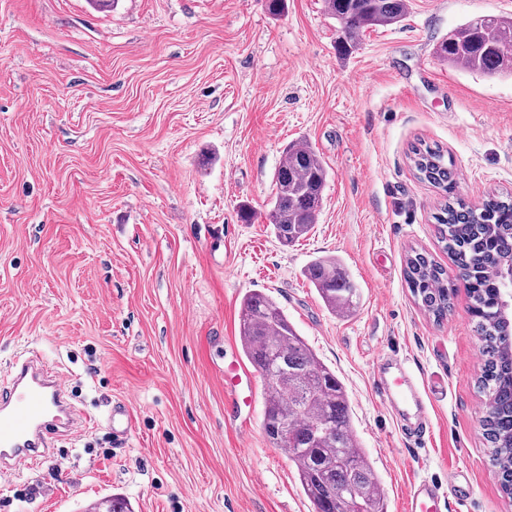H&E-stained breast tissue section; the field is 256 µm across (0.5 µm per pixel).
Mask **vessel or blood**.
I'll list each match as a JSON object with an SVG mask.
<instances>
[{
  "instance_id": "1",
  "label": "vessel or blood",
  "mask_w": 512,
  "mask_h": 512,
  "mask_svg": "<svg viewBox=\"0 0 512 512\" xmlns=\"http://www.w3.org/2000/svg\"><path fill=\"white\" fill-rule=\"evenodd\" d=\"M258 372L239 360L224 370V387L233 409L251 406ZM380 397L406 440L424 443L430 436V422L421 408V391L405 367L380 362L376 378ZM79 422L63 385L61 375L39 356L16 362L9 385H0V470L34 469L52 451L51 441L69 435ZM113 443L131 433L133 417L129 405L114 402L107 416ZM472 486L465 472H458L448 490L431 480L413 481L406 490L407 512H440L442 501L458 503L468 499Z\"/></svg>"
}]
</instances>
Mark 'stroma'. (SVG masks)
Segmentation results:
<instances>
[{
	"label": "stroma",
	"mask_w": 512,
	"mask_h": 512,
	"mask_svg": "<svg viewBox=\"0 0 512 512\" xmlns=\"http://www.w3.org/2000/svg\"><path fill=\"white\" fill-rule=\"evenodd\" d=\"M512 0H409L398 23L336 46L324 0H0V371L33 350L57 363L89 425L36 470L0 477V512H314L267 440L262 407L225 406L241 300L271 296L342 381L387 512L412 481L467 471L461 512H512L490 460L482 341L457 289L444 320L413 296V252L455 267L446 202L512 192V76L449 64L437 45ZM330 176L319 219L284 247L265 218L290 141ZM437 146L452 192L421 180ZM342 260L362 296L329 312L304 271ZM395 355L427 394L433 433L404 441L372 368ZM128 402L121 445L103 423Z\"/></svg>",
	"instance_id": "stroma-1"
}]
</instances>
